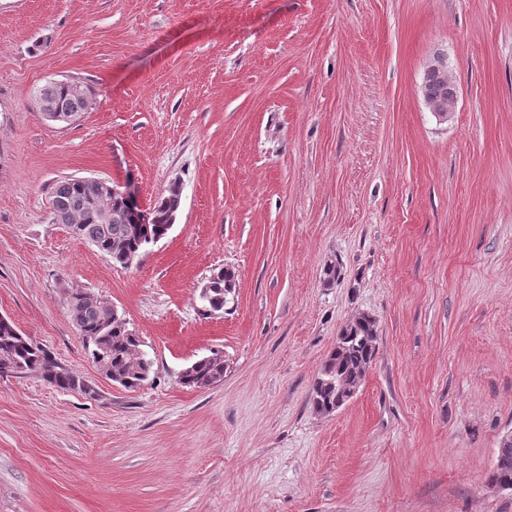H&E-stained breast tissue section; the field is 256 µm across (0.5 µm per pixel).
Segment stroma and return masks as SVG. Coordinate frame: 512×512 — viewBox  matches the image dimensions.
Segmentation results:
<instances>
[{"label":"stroma","instance_id":"obj_1","mask_svg":"<svg viewBox=\"0 0 512 512\" xmlns=\"http://www.w3.org/2000/svg\"><path fill=\"white\" fill-rule=\"evenodd\" d=\"M54 80L91 89L76 121L35 107ZM73 177L181 207L125 268L53 223ZM73 290L139 337L140 388L88 360ZM0 315L92 389L0 376V512H512V0H0ZM362 315L375 359L317 413ZM437 67L425 71L420 84L421 95L424 99H448L457 97V89L448 75L447 59L437 55L434 62ZM457 98L448 101L426 100V106L439 120H448L457 109ZM235 288V275L230 269H220L210 277L201 299L210 312H219L224 308L226 296ZM341 333L348 336L347 341L332 351L313 385L312 405L322 414L334 413L355 394L357 389L351 386L362 384L376 354L378 330L373 319L366 316ZM336 378L344 379L351 386L341 385ZM330 381L336 382V391ZM335 402L336 409H333ZM224 377V356L219 352L191 363L183 370L181 383L190 388H206Z\"/></svg>","mask_w":512,"mask_h":512}]
</instances>
